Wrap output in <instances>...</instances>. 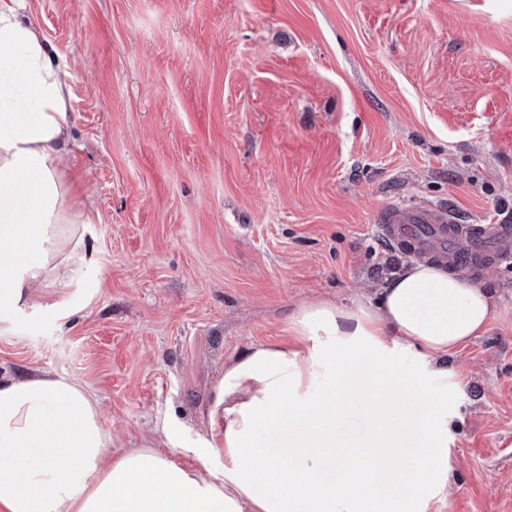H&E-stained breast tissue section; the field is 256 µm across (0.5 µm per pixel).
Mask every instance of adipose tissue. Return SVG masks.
I'll return each mask as SVG.
<instances>
[{
    "label": "adipose tissue",
    "instance_id": "1",
    "mask_svg": "<svg viewBox=\"0 0 512 512\" xmlns=\"http://www.w3.org/2000/svg\"><path fill=\"white\" fill-rule=\"evenodd\" d=\"M69 107L68 72L23 0H0V316L25 287H67L98 261L68 161ZM493 309L487 289L430 263L405 268L375 300L299 307L298 346H254L225 366L194 468L150 445L111 455L97 401L76 381L0 376V507L428 512L448 490V356L486 332ZM399 346L417 352L413 368L396 360ZM350 415L366 425L354 448L338 437ZM395 469L411 480L384 488Z\"/></svg>",
    "mask_w": 512,
    "mask_h": 512
}]
</instances>
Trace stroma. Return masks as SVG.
<instances>
[{
	"mask_svg": "<svg viewBox=\"0 0 512 512\" xmlns=\"http://www.w3.org/2000/svg\"><path fill=\"white\" fill-rule=\"evenodd\" d=\"M65 64L69 163L98 262L0 321V375L65 376L113 454L195 464L224 367L301 305L373 295L410 258L390 204L512 225V0H26ZM448 357V493L512 512V258Z\"/></svg>",
	"mask_w": 512,
	"mask_h": 512,
	"instance_id": "1",
	"label": "stroma"
}]
</instances>
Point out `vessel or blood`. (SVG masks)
I'll list each match as a JSON object with an SVG mask.
<instances>
[{"label": "vessel or blood", "instance_id": "1", "mask_svg": "<svg viewBox=\"0 0 512 512\" xmlns=\"http://www.w3.org/2000/svg\"><path fill=\"white\" fill-rule=\"evenodd\" d=\"M381 237L417 259L439 260L474 279L512 255V226L468 224L446 206L390 205L379 214Z\"/></svg>", "mask_w": 512, "mask_h": 512}]
</instances>
